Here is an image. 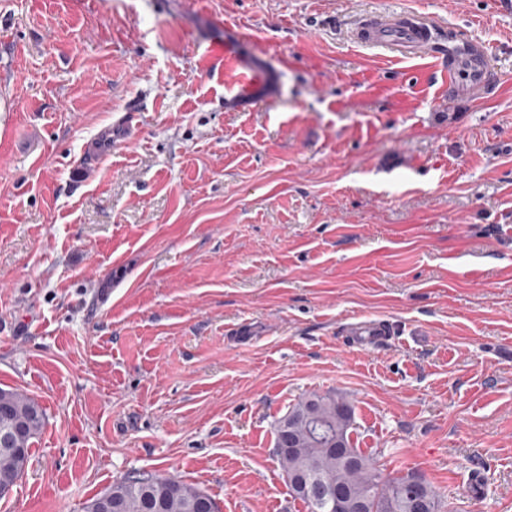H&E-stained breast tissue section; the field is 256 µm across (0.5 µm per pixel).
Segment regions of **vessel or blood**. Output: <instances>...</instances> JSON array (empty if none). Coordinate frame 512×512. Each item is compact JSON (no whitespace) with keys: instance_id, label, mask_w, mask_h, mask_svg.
Masks as SVG:
<instances>
[{"instance_id":"obj_1","label":"vessel or blood","mask_w":512,"mask_h":512,"mask_svg":"<svg viewBox=\"0 0 512 512\" xmlns=\"http://www.w3.org/2000/svg\"><path fill=\"white\" fill-rule=\"evenodd\" d=\"M357 36L368 43L417 54L437 48L442 31L421 14L399 12L364 20ZM489 75L488 54L483 46L461 38L451 40L448 45L449 85L462 82L484 85ZM389 334L385 322H360L348 330L345 341L351 347L365 350L381 345Z\"/></svg>"}]
</instances>
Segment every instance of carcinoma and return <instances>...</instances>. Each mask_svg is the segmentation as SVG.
<instances>
[{"label":"carcinoma","mask_w":512,"mask_h":512,"mask_svg":"<svg viewBox=\"0 0 512 512\" xmlns=\"http://www.w3.org/2000/svg\"><path fill=\"white\" fill-rule=\"evenodd\" d=\"M45 423L42 406L14 390L0 389V484L17 485ZM354 410L331 393L312 394L279 420L275 456L306 512H447L432 486L413 472L384 473L373 454L351 437ZM202 512L216 500L202 489L158 472L129 475L88 500L83 512Z\"/></svg>","instance_id":"cac0c4a2"}]
</instances>
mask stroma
Here are the masks:
<instances>
[{
  "instance_id": "stroma-1",
  "label": "stroma",
  "mask_w": 512,
  "mask_h": 512,
  "mask_svg": "<svg viewBox=\"0 0 512 512\" xmlns=\"http://www.w3.org/2000/svg\"><path fill=\"white\" fill-rule=\"evenodd\" d=\"M392 11L489 84L352 40ZM0 388L46 411L0 512L138 471L306 512L275 425L328 392L384 473L512 512V0H0ZM488 54L479 44L452 39L448 44V87L466 82L473 86L489 80ZM213 54L216 56L224 57L226 66H238L233 48L230 46H216L213 49ZM239 72V83L244 87H251L260 84L261 80L252 70L241 68ZM389 335V325L384 321L359 322L348 330L344 340L350 347L365 350L381 345Z\"/></svg>"
}]
</instances>
